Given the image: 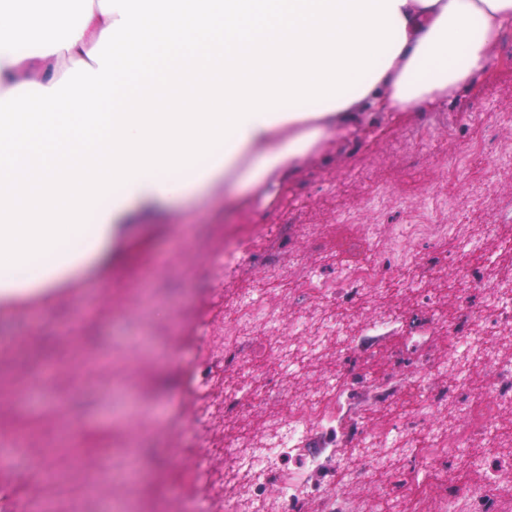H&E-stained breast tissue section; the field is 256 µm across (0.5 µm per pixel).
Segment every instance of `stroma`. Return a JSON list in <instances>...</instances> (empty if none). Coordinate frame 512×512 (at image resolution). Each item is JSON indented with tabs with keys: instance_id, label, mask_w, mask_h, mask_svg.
Returning <instances> with one entry per match:
<instances>
[{
	"instance_id": "35a3bbf8",
	"label": "stroma",
	"mask_w": 512,
	"mask_h": 512,
	"mask_svg": "<svg viewBox=\"0 0 512 512\" xmlns=\"http://www.w3.org/2000/svg\"><path fill=\"white\" fill-rule=\"evenodd\" d=\"M445 125L456 132L449 154L461 152L476 136L487 143L486 152L453 181L441 176L428 148L413 137L419 127ZM507 137L512 138V28L481 79L448 103L409 112L357 113L339 127H328L293 161L266 166L263 152H254L233 181L211 178L182 196L134 210L103 252L60 273L53 288L0 298V337L24 339L20 349L0 350V437H28L25 458L0 469V497H15L24 506L50 495L48 484L27 468L34 456L61 476L78 473L85 497L74 512H110L117 499L136 512H183L195 479L204 473L228 479L230 495L247 497L260 480L268 498H275L287 470L261 479L239 466L225 470L228 444L269 442L288 398L321 391L352 370L391 373L411 357L402 353L399 334L346 361L337 354L335 337L323 338L313 350L297 342L290 347L293 372L273 359L263 365L277 398L244 411L221 410L225 393L244 387L252 375L242 360L207 366L208 350L195 340L194 327L220 334L247 292L263 295L286 320L308 309L329 308L317 295L286 298L259 258L240 275L215 274L225 239L282 226L285 242L276 254L300 257L333 276L364 251L383 253L407 208L435 197L447 201L449 223L469 225L475 233L482 225H498L499 237L483 247L496 257L485 278L512 281V164L498 155ZM294 224L313 226L320 250L311 251L304 238L292 234ZM369 224L376 235L366 243L362 237ZM447 253L444 246L416 249L425 285L440 310L438 320L424 327L426 346L436 354L448 351L445 324L479 306L475 299L461 303L453 285L460 268L477 263L478 256L461 255L452 267ZM419 299V292L396 284L350 304L345 323L355 327L362 316L385 308L407 319ZM33 314L38 317L34 324L29 321ZM64 324L70 327L66 336L60 331ZM133 440L144 477L130 484L115 466ZM450 470L466 482L480 477L462 456L423 473L404 452L391 455L372 479H352L350 470L339 466L320 482L369 499V512H384L377 485L396 491L414 474L421 497L433 500Z\"/></svg>"
}]
</instances>
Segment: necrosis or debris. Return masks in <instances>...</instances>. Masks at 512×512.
Here are the masks:
<instances>
[{"instance_id":"necrosis-or-debris-1","label":"necrosis or debris","mask_w":512,"mask_h":512,"mask_svg":"<svg viewBox=\"0 0 512 512\" xmlns=\"http://www.w3.org/2000/svg\"><path fill=\"white\" fill-rule=\"evenodd\" d=\"M454 136L451 129L437 132L422 128L416 133L419 141L433 143V156L445 177L451 179L463 171L472 156L485 151L483 139L475 138L464 151L449 155L441 143ZM447 213L446 202L438 199L424 207L408 208L404 224L398 225L387 239V258L407 270L414 262L413 250L417 245L440 246L451 237L460 243H469L470 237L463 225L446 223ZM267 269L270 280L286 285L288 297L302 298L318 292L340 306L380 286V268L373 262L349 263L332 280L318 277L302 263L283 266L271 261ZM461 280L470 291L479 294L480 304L476 313L465 314L461 321L449 324L448 334L455 343L454 349L444 357L425 356L421 365L404 372L403 384L413 397L412 405L393 409L370 429L358 432L355 439L358 460L367 469L381 466L386 456L396 452H416L424 462L432 463L455 450H472L475 443L488 444V453L480 457L481 482L445 486L439 500L424 501L414 512H504L501 482L504 474L512 473V450L505 448L495 429L500 409L512 406V359L501 356L498 343L504 331L512 332V285L487 283L482 269L476 266L464 268ZM257 325L270 334L262 347L264 355L287 361L288 350L279 336L284 331L299 336L302 321L282 325L264 298L251 293L241 296L237 317L225 324L224 336L215 345L213 357L223 360L244 357L250 346L243 332ZM478 365L494 375L493 383L481 390L473 388L470 380L473 368ZM448 369L453 370L455 379L445 390L438 381L440 373ZM457 394L462 401L454 415L438 419L440 409ZM351 401L352 391L345 385H330L306 397L289 398L288 411L280 420L273 442L259 448L236 445L232 457L247 461L251 469L259 473L287 459L300 461L299 470L290 473L277 492L284 512H297L301 502L313 496L319 497L321 512H359L344 488L318 489L314 478L322 470L326 455L324 450L310 445L314 434L331 437L347 429L341 412ZM420 430L428 435V445L423 449L414 443V436Z\"/></svg>"}]
</instances>
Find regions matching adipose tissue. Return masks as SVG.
Instances as JSON below:
<instances>
[{"mask_svg":"<svg viewBox=\"0 0 512 512\" xmlns=\"http://www.w3.org/2000/svg\"><path fill=\"white\" fill-rule=\"evenodd\" d=\"M48 2L0 0L5 294L75 265L77 246L98 250L133 207L196 185L194 159L215 175L269 126L447 102L481 78L512 24V0H89L51 38ZM184 50L202 83L149 71ZM77 124L108 134L83 150ZM104 186L118 199L92 210Z\"/></svg>","mask_w":512,"mask_h":512,"instance_id":"1","label":"adipose tissue"}]
</instances>
